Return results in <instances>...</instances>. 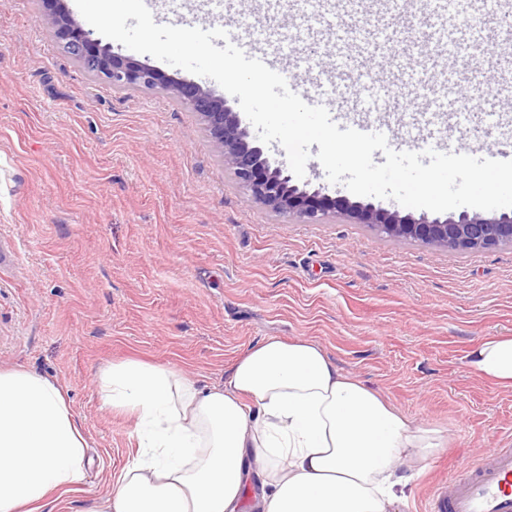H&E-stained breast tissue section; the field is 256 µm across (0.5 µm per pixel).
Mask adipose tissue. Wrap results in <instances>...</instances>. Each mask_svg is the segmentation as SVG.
I'll list each match as a JSON object with an SVG mask.
<instances>
[{"label":"adipose tissue","mask_w":512,"mask_h":512,"mask_svg":"<svg viewBox=\"0 0 512 512\" xmlns=\"http://www.w3.org/2000/svg\"><path fill=\"white\" fill-rule=\"evenodd\" d=\"M469 365L512 387V336L483 340ZM99 393L133 418L138 453L97 512H393L403 471L447 441L303 338L257 344L210 387L170 366L117 362ZM86 448L58 383L0 369V512H42L80 488ZM253 471L263 481L252 496Z\"/></svg>","instance_id":"1"}]
</instances>
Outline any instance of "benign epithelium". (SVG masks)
I'll use <instances>...</instances> for the list:
<instances>
[{
    "instance_id": "1",
    "label": "benign epithelium",
    "mask_w": 512,
    "mask_h": 512,
    "mask_svg": "<svg viewBox=\"0 0 512 512\" xmlns=\"http://www.w3.org/2000/svg\"><path fill=\"white\" fill-rule=\"evenodd\" d=\"M42 2L47 6L55 36L73 51L87 72L104 77L119 90H165L197 112L239 183L254 200L272 211L306 224H317L330 214L340 213L389 238L411 239L448 251L491 250L512 243V212L493 217L463 212L443 220L424 214L415 218L371 203L332 198L320 189L299 188L283 166L272 164L262 148L249 140L238 113L224 99L191 81L174 80L153 67L113 52L76 22L65 0Z\"/></svg>"
}]
</instances>
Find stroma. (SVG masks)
I'll use <instances>...</instances> for the list:
<instances>
[{
	"mask_svg": "<svg viewBox=\"0 0 512 512\" xmlns=\"http://www.w3.org/2000/svg\"><path fill=\"white\" fill-rule=\"evenodd\" d=\"M512 0H462L448 26L428 0H342L316 15L297 0H153L155 23L261 17L286 36L288 73L332 70L350 18L374 22L386 60L428 77L395 111L448 136L433 86L474 70L466 98L512 108V70H475L441 35H483ZM0 367L64 388L92 464L80 491L51 512H93L137 453L132 419L102 408L97 378L134 358L223 382L268 338H308L345 373L406 416L445 430L448 446L413 474L395 512H425L432 486L483 448L512 441V389L479 378L469 353L512 336V245L448 251L393 239L343 216L303 224L256 202L225 165L199 116L156 90H117L66 53L40 0H0Z\"/></svg>",
	"mask_w": 512,
	"mask_h": 512,
	"instance_id": "stroma-1",
	"label": "stroma"
}]
</instances>
